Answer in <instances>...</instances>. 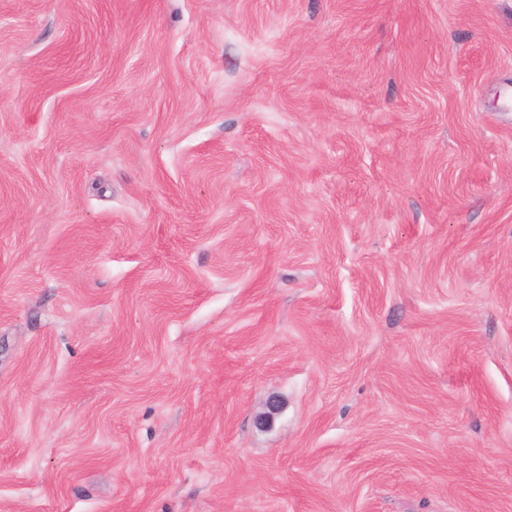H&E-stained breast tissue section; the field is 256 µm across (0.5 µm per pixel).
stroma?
Instances as JSON below:
<instances>
[{
  "mask_svg": "<svg viewBox=\"0 0 512 512\" xmlns=\"http://www.w3.org/2000/svg\"><path fill=\"white\" fill-rule=\"evenodd\" d=\"M0 512H512V0H0Z\"/></svg>",
  "mask_w": 512,
  "mask_h": 512,
  "instance_id": "obj_1",
  "label": "stroma"
}]
</instances>
